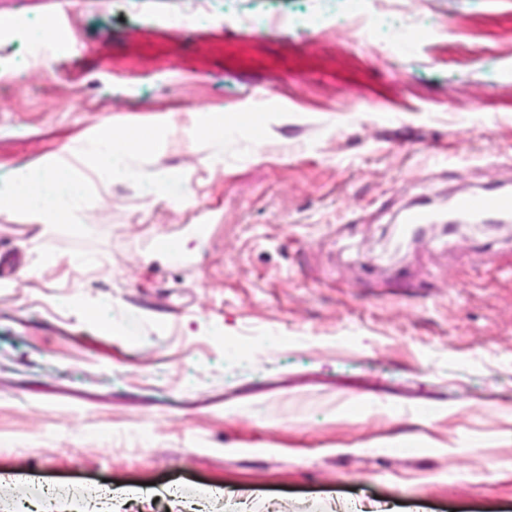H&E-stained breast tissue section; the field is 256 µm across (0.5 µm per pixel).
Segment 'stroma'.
I'll use <instances>...</instances> for the list:
<instances>
[{
  "label": "stroma",
  "mask_w": 512,
  "mask_h": 512,
  "mask_svg": "<svg viewBox=\"0 0 512 512\" xmlns=\"http://www.w3.org/2000/svg\"><path fill=\"white\" fill-rule=\"evenodd\" d=\"M343 8L0 0V194L56 161L84 186L74 223L0 210V512L102 483L152 512L202 486L235 493L203 512H512V223L384 248L411 207L512 189V0H392L403 51ZM46 18L81 38L27 64ZM106 126L153 146L89 168ZM36 235L60 261L24 280Z\"/></svg>",
  "instance_id": "35a3bbf8"
}]
</instances>
